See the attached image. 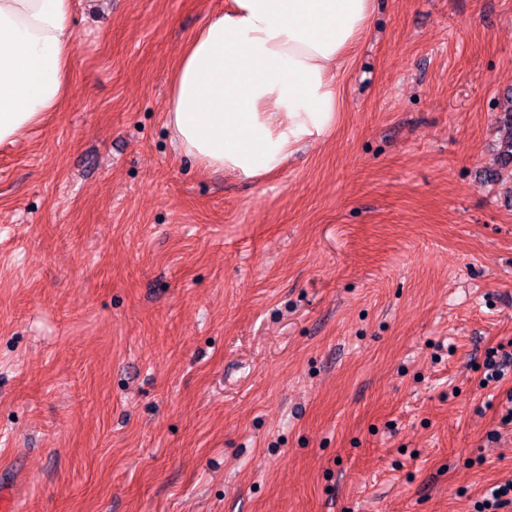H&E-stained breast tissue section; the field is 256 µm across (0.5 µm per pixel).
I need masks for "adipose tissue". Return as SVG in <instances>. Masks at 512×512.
Returning a JSON list of instances; mask_svg holds the SVG:
<instances>
[{"label":"adipose tissue","mask_w":512,"mask_h":512,"mask_svg":"<svg viewBox=\"0 0 512 512\" xmlns=\"http://www.w3.org/2000/svg\"><path fill=\"white\" fill-rule=\"evenodd\" d=\"M75 0H0V144L73 95ZM372 0H229L186 42L167 125L204 171L255 179L323 138L339 111L332 69L365 35Z\"/></svg>","instance_id":"adipose-tissue-1"}]
</instances>
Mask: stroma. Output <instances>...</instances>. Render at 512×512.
Here are the masks:
<instances>
[{
    "mask_svg": "<svg viewBox=\"0 0 512 512\" xmlns=\"http://www.w3.org/2000/svg\"><path fill=\"white\" fill-rule=\"evenodd\" d=\"M227 4L79 0L73 97L0 146L15 512H512V0H373L335 127L254 180L165 125Z\"/></svg>",
    "mask_w": 512,
    "mask_h": 512,
    "instance_id": "35a3bbf8",
    "label": "stroma"
}]
</instances>
